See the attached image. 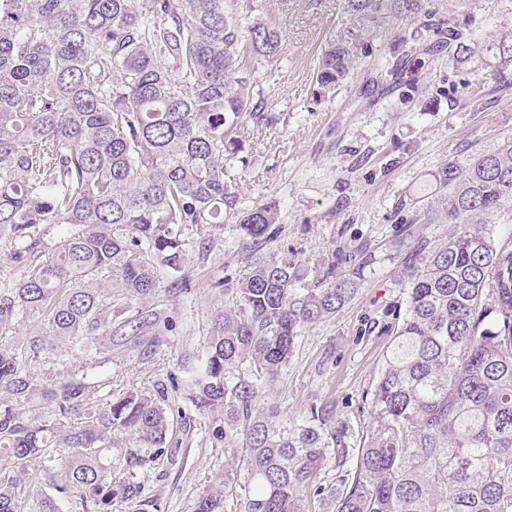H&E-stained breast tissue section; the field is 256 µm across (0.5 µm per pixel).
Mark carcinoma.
Wrapping results in <instances>:
<instances>
[{
    "instance_id": "cac0c4a2",
    "label": "carcinoma",
    "mask_w": 512,
    "mask_h": 512,
    "mask_svg": "<svg viewBox=\"0 0 512 512\" xmlns=\"http://www.w3.org/2000/svg\"><path fill=\"white\" fill-rule=\"evenodd\" d=\"M347 9L364 28L421 14L424 30L442 32L424 0ZM448 40L461 57L480 38L450 27ZM483 46L512 62V32ZM280 47L273 26L242 22L238 0H0V236L25 269L0 292V330L38 324L25 344H0V453L11 462L0 512H65L74 496L81 512L152 503L144 471L179 443L167 383L115 393L75 370L57 382L40 354L48 343L99 368L112 344L150 357L169 321L128 301L163 284L190 293L189 253L210 252L229 221L251 260L188 397L225 463L190 512H316L332 460L353 462L336 512H512V231L494 232L512 223V136L449 159L434 198L413 200L412 223L450 225L444 244L412 233L392 244L405 312L371 392L368 438L349 446L325 404L291 426L265 404L303 330L348 304L374 262L339 275L323 251L303 268L254 256L279 208H240L226 169L245 163L243 125L269 120L252 72ZM357 50L354 38L330 40L318 86L346 81ZM116 287L126 302L112 303ZM34 402L41 414L21 410ZM55 455L48 489L32 488V463Z\"/></svg>"
}]
</instances>
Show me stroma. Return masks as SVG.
Segmentation results:
<instances>
[{"label":"stroma","instance_id":"1","mask_svg":"<svg viewBox=\"0 0 512 512\" xmlns=\"http://www.w3.org/2000/svg\"><path fill=\"white\" fill-rule=\"evenodd\" d=\"M246 2V20H263L283 34L277 65L254 75L274 119L245 125L250 163L227 168L240 207L270 200L279 206L277 233L262 256L290 254L301 261L336 248L375 257L354 299L305 329L270 401L295 421L309 405H331L355 447L369 430L371 391L392 340L395 308L404 299L396 284L402 260L391 242L414 231L411 201L436 192L435 175L449 158L493 148L512 135V87L497 82L501 64L491 53L449 57L447 44L426 32L418 16L389 18L377 31L359 34L365 47L357 51L349 79L325 91L316 82L317 58L329 39L355 29L346 0ZM425 6L466 34L512 32V0H426ZM378 56L399 65L383 82L372 66ZM214 237L207 256L190 255V294L151 298L160 317L176 324L152 361H141L136 348L116 346L104 368L116 391L144 390L170 376L178 383L169 405L186 412L183 443L174 463L148 480L155 512H189L210 474L224 466L223 448L209 439L208 418L187 400L213 318L231 306L229 291L248 270L235 223Z\"/></svg>","mask_w":512,"mask_h":512}]
</instances>
